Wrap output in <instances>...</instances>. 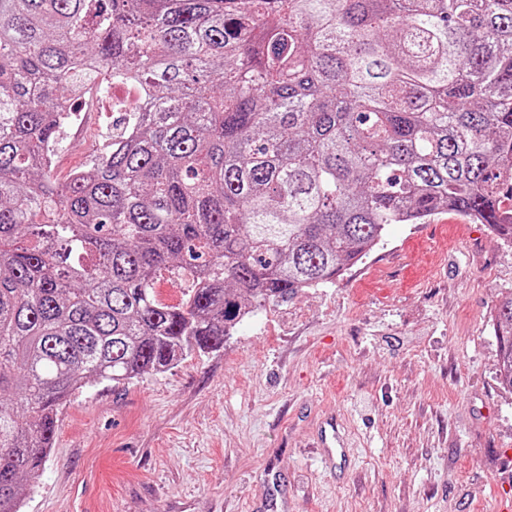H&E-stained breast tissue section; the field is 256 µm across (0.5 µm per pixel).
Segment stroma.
<instances>
[{"label":"stroma","instance_id":"stroma-1","mask_svg":"<svg viewBox=\"0 0 512 512\" xmlns=\"http://www.w3.org/2000/svg\"><path fill=\"white\" fill-rule=\"evenodd\" d=\"M119 113L88 106L53 177ZM512 248L440 212L389 225L335 281L256 310L223 348L67 401L21 512H487L512 487L492 310ZM349 443L324 464L319 423Z\"/></svg>","mask_w":512,"mask_h":512}]
</instances>
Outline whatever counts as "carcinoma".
<instances>
[{
	"mask_svg": "<svg viewBox=\"0 0 512 512\" xmlns=\"http://www.w3.org/2000/svg\"><path fill=\"white\" fill-rule=\"evenodd\" d=\"M103 74L128 121L56 183L54 113ZM441 210L512 246V0H0V512L76 391L217 351ZM494 319L512 392V292Z\"/></svg>",
	"mask_w": 512,
	"mask_h": 512,
	"instance_id": "obj_1",
	"label": "carcinoma"
}]
</instances>
